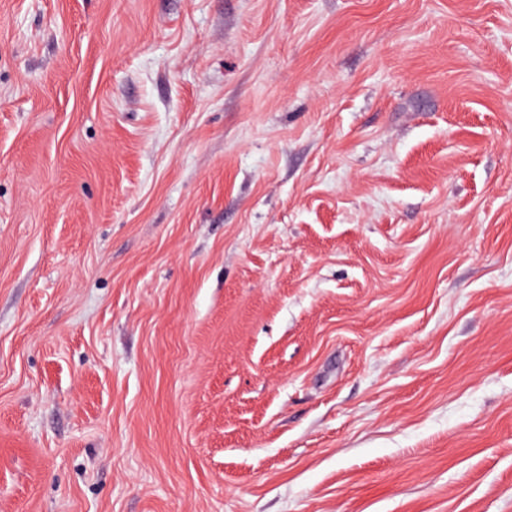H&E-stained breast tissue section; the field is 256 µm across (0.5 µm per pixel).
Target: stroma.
<instances>
[{
    "label": "stroma",
    "mask_w": 512,
    "mask_h": 512,
    "mask_svg": "<svg viewBox=\"0 0 512 512\" xmlns=\"http://www.w3.org/2000/svg\"><path fill=\"white\" fill-rule=\"evenodd\" d=\"M0 512H512V0H0Z\"/></svg>",
    "instance_id": "1"
}]
</instances>
